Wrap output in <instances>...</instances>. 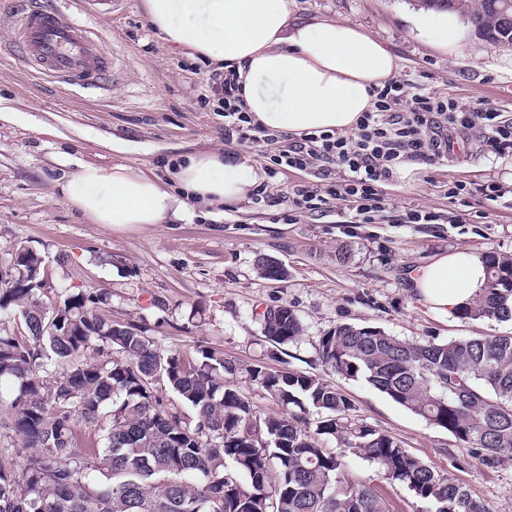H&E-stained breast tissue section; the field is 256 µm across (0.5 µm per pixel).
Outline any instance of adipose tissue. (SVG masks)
Wrapping results in <instances>:
<instances>
[{"label":"adipose tissue","instance_id":"obj_1","mask_svg":"<svg viewBox=\"0 0 512 512\" xmlns=\"http://www.w3.org/2000/svg\"><path fill=\"white\" fill-rule=\"evenodd\" d=\"M144 9L166 48L235 70L254 121L296 137L355 129L360 113L371 107V88L398 68L375 36L347 23L296 18L289 0H144ZM415 25L448 52L459 50L464 22L458 13L422 12ZM263 180L247 158L215 150L190 156L167 183L124 165L83 162L60 191L92 223L122 228L188 220L193 201L237 204ZM484 277L483 259L458 251L417 268L408 286L430 312L445 318Z\"/></svg>","mask_w":512,"mask_h":512}]
</instances>
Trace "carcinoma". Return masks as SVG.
I'll list each match as a JSON object with an SVG mask.
<instances>
[{"label":"carcinoma","mask_w":512,"mask_h":512,"mask_svg":"<svg viewBox=\"0 0 512 512\" xmlns=\"http://www.w3.org/2000/svg\"><path fill=\"white\" fill-rule=\"evenodd\" d=\"M499 0H421L455 9L474 34L512 46ZM17 278L0 283V317L19 322L0 335V382L9 438L25 453L20 472L0 464V512H392L356 459L403 486L422 512H488L471 491L353 415L344 394L315 374L248 370L282 411L265 413L224 374L218 351L163 352L135 323L103 313L111 295L63 288L47 303L38 288L44 260L15 253ZM484 283L457 312L512 321V255L483 257ZM262 332L273 345L304 328L294 310L270 307ZM324 367L362 379L395 403L445 429L468 459L494 468L512 460V332L406 341L372 326L342 323L321 337ZM191 409L187 415L164 395ZM320 416L315 427L309 412ZM108 419L94 444L81 427Z\"/></svg>","instance_id":"cac0c4a2"}]
</instances>
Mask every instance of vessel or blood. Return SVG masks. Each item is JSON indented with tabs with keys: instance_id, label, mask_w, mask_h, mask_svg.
Returning <instances> with one entry per match:
<instances>
[{
	"instance_id": "obj_1",
	"label": "vessel or blood",
	"mask_w": 512,
	"mask_h": 512,
	"mask_svg": "<svg viewBox=\"0 0 512 512\" xmlns=\"http://www.w3.org/2000/svg\"><path fill=\"white\" fill-rule=\"evenodd\" d=\"M13 22L1 44L38 75L65 87L108 92L114 62L98 30L78 20L67 0H0Z\"/></svg>"
}]
</instances>
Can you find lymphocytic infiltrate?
Returning a JSON list of instances; mask_svg holds the SVG:
<instances>
[{
	"label": "lymphocytic infiltrate",
	"mask_w": 512,
	"mask_h": 512,
	"mask_svg": "<svg viewBox=\"0 0 512 512\" xmlns=\"http://www.w3.org/2000/svg\"><path fill=\"white\" fill-rule=\"evenodd\" d=\"M211 85L228 135L261 148L277 142L276 133L246 112L233 72L213 74ZM372 97L371 108L360 114L352 134L314 131L268 155L272 177L282 169L307 171L317 166L331 171L324 183L295 186V208L316 211L333 200L352 223H371L373 213L384 206L381 185L393 178L400 164L436 161L447 155L457 134L475 128L484 131L488 152L512 156V121L498 108L461 106L446 95L411 91L391 82L373 87Z\"/></svg>",
	"instance_id": "lymphocytic-infiltrate-1"
}]
</instances>
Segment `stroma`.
<instances>
[{"label":"stroma","instance_id":"stroma-1","mask_svg":"<svg viewBox=\"0 0 512 512\" xmlns=\"http://www.w3.org/2000/svg\"><path fill=\"white\" fill-rule=\"evenodd\" d=\"M292 11L376 36L398 59L397 81L447 93L462 105L498 107L512 118V49L470 34L457 55H448L414 29L416 0H293ZM96 27L117 71L108 96L62 91L18 67L0 46V102L18 111L14 120L0 121V258L13 246H29L42 255L53 288L110 293L113 320L142 325L156 347L191 356L201 347L222 352L238 368L235 382L262 411L277 405L247 383L248 369L315 374L351 400L361 422L449 474L489 512H512V461L494 468L456 464L462 451L446 430L319 360L321 337L342 323L407 341L512 331V324L493 320H436L407 286L412 268L442 253L512 254V194L488 201L479 192L490 180L512 185V157L487 153L480 130H471L447 157L400 167L383 186L385 209L372 224L345 223L334 202L293 213L292 188L311 176L285 169L266 179L262 199L197 206L191 219L176 224H93L59 192L77 162L126 165L162 179L169 161L212 149L264 164L255 147L226 140L222 113L200 103L211 66L169 51L142 0H121ZM452 181L467 185L470 196L449 202ZM410 209L438 213L440 220L404 223ZM343 247L350 252L345 263L336 259ZM262 257L278 261L285 277L261 275ZM275 306L294 310L304 326L278 348L260 323L261 312Z\"/></svg>","mask_w":512,"mask_h":512}]
</instances>
